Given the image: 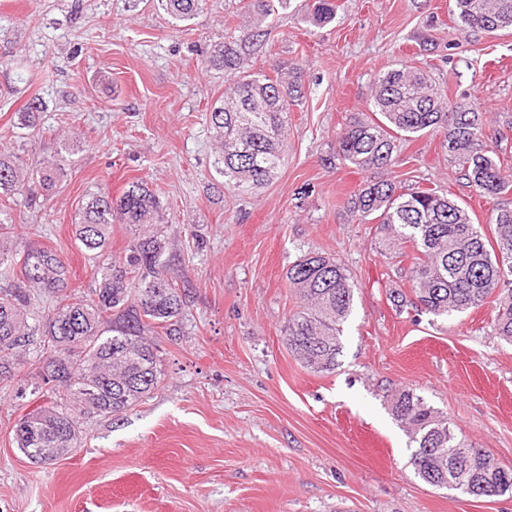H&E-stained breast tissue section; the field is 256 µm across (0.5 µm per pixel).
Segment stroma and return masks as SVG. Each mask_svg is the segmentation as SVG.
Instances as JSON below:
<instances>
[{
  "label": "stroma",
  "instance_id": "obj_1",
  "mask_svg": "<svg viewBox=\"0 0 512 512\" xmlns=\"http://www.w3.org/2000/svg\"><path fill=\"white\" fill-rule=\"evenodd\" d=\"M308 2L291 0L244 56L252 72L301 68L306 94L276 177L235 195L214 169L207 120L225 77L205 60L247 25L246 0H208L177 25L158 0H0V150L35 165L62 132L82 142L55 188L14 195L0 222L18 245L57 252L85 292L94 270L74 236L79 206L144 180L165 203L172 273L188 290L178 335L155 336L163 387L125 413L83 418L78 447L53 462L32 463L14 436L19 416L51 399L35 386L38 352L0 382V512H512V497L418 478L388 409L394 390L412 388L512 468V344L495 335L492 305L449 318L395 307L390 288L410 282L389 278L375 225L343 206L373 179L434 183L485 226L512 194L470 195L428 133L386 170L336 157L337 132L397 64L428 66L450 100L486 113V143L512 153V137H498L512 118V29L463 32L454 0H335L319 27ZM35 96L36 127L16 128ZM308 252L335 258L357 285L330 373L308 371L284 341L298 305L286 272Z\"/></svg>",
  "mask_w": 512,
  "mask_h": 512
}]
</instances>
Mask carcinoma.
Masks as SVG:
<instances>
[{"label": "carcinoma", "instance_id": "obj_1", "mask_svg": "<svg viewBox=\"0 0 512 512\" xmlns=\"http://www.w3.org/2000/svg\"><path fill=\"white\" fill-rule=\"evenodd\" d=\"M176 22L202 12L207 0H159ZM291 0H255L258 18L241 38L214 46L209 68L224 71V98L210 110L216 132L217 174L224 188L245 193L267 184L284 163L288 114L304 97L302 71L274 74L241 70L243 46L268 35L265 21ZM334 0H314L309 19L330 22ZM462 31L512 27V0H455ZM42 102L33 97L17 113V125L36 126ZM484 113L469 103L452 102L428 72L397 65L379 75L369 113L349 116L336 133V155L361 169L392 165L401 141L431 133L440 139L464 187L487 199L512 191V163L484 138ZM79 146L62 134L57 159L31 168L13 153L0 152L2 207L11 195L50 190L63 176L59 159ZM360 222L374 223L385 254L409 243L416 252L410 268L397 267L411 282L410 293L389 289L395 306H409L435 317L463 314L486 303L495 305L493 331L512 343V208L492 210L493 239L473 223L461 202L434 188L403 193L392 180L365 184L347 199ZM164 204L147 183L127 184L117 199L102 190L84 198L75 219L76 240L94 263L95 288L68 292L65 261L53 250L27 246L18 251L12 225L0 224V266L19 260L20 276L0 290V380L12 378L30 347L42 346L39 376L55 399L19 418L18 447L45 448L60 458L78 443L81 416L120 414L164 383L157 344L150 334L172 333L185 306V289L171 275L168 238L162 224ZM129 231L124 254L104 258L112 225ZM300 305L285 325L288 351L313 372L330 373L339 365L344 323L353 311L355 284L344 265L320 253L294 261L286 274ZM61 292V302L44 319L31 323L25 306L31 289ZM389 410L413 445L414 474L429 485L472 496H494L512 488V469L494 462L485 448L458 437L448 416L410 388L391 394Z\"/></svg>", "mask_w": 512, "mask_h": 512}]
</instances>
